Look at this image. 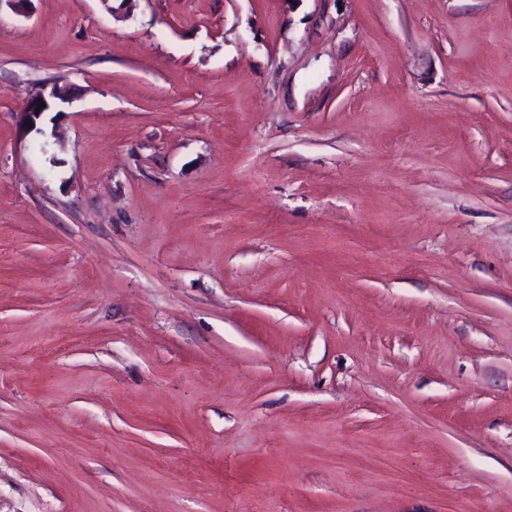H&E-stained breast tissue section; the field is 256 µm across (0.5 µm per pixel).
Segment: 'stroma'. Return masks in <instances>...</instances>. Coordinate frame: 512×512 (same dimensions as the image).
I'll list each match as a JSON object with an SVG mask.
<instances>
[{"label": "stroma", "mask_w": 512, "mask_h": 512, "mask_svg": "<svg viewBox=\"0 0 512 512\" xmlns=\"http://www.w3.org/2000/svg\"><path fill=\"white\" fill-rule=\"evenodd\" d=\"M0 512H512V0L1 5ZM71 96V87L67 83L55 82L48 95L45 96L43 93L38 94L35 98H33L27 108V112L23 118V127L26 133H30L33 130L37 131L36 124L37 119L40 118L42 113L48 111L51 107V104L57 100L61 103H68ZM38 99H41L42 102L45 103V107H43L39 113H36V109L38 108ZM26 122H30L32 128H28L26 126Z\"/></svg>", "instance_id": "35a3bbf8"}]
</instances>
